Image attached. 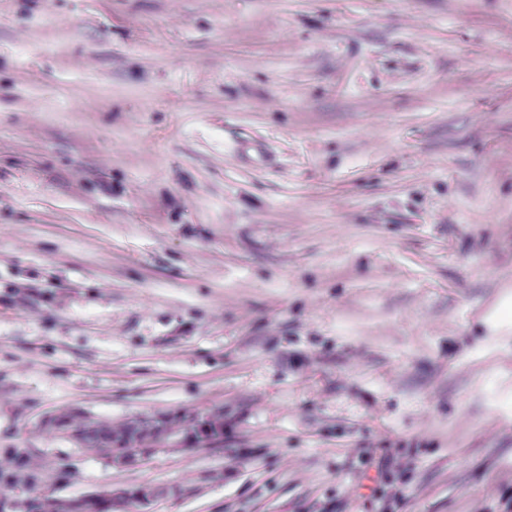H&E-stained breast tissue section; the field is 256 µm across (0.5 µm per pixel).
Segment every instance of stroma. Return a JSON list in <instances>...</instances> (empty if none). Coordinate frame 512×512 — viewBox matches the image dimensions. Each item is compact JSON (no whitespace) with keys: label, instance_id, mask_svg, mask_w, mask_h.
Masks as SVG:
<instances>
[{"label":"stroma","instance_id":"35a3bbf8","mask_svg":"<svg viewBox=\"0 0 512 512\" xmlns=\"http://www.w3.org/2000/svg\"><path fill=\"white\" fill-rule=\"evenodd\" d=\"M171 420L111 465L45 426ZM219 417V442L184 444ZM120 512H502L512 0H0V460Z\"/></svg>","mask_w":512,"mask_h":512}]
</instances>
